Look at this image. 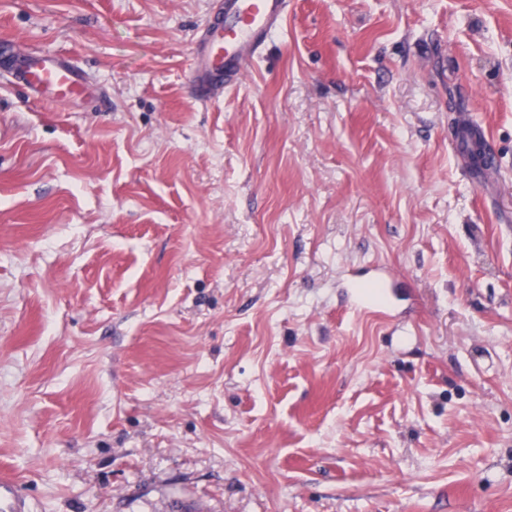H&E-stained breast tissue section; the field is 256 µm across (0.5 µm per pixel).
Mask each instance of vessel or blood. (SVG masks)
Here are the masks:
<instances>
[{"mask_svg": "<svg viewBox=\"0 0 512 512\" xmlns=\"http://www.w3.org/2000/svg\"><path fill=\"white\" fill-rule=\"evenodd\" d=\"M289 0H224L221 9L205 19L203 37L192 71L196 94L208 100L218 87L235 85L248 62L280 28ZM30 94L62 104L78 94L81 72L57 58L25 53L13 71ZM0 512H27L14 480L0 475Z\"/></svg>", "mask_w": 512, "mask_h": 512, "instance_id": "1", "label": "vessel or blood"}]
</instances>
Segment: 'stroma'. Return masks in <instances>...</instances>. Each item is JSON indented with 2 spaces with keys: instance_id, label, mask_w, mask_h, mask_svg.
<instances>
[{
  "instance_id": "obj_1",
  "label": "stroma",
  "mask_w": 512,
  "mask_h": 512,
  "mask_svg": "<svg viewBox=\"0 0 512 512\" xmlns=\"http://www.w3.org/2000/svg\"><path fill=\"white\" fill-rule=\"evenodd\" d=\"M0 0V469L29 512H512V0ZM486 134L489 176L458 124ZM289 0H224L208 16L198 48L192 79L199 100L209 99L217 87L235 85L248 62L280 28ZM11 72L30 94L53 104H63L83 88L81 72L69 62L55 57L25 53Z\"/></svg>"
}]
</instances>
